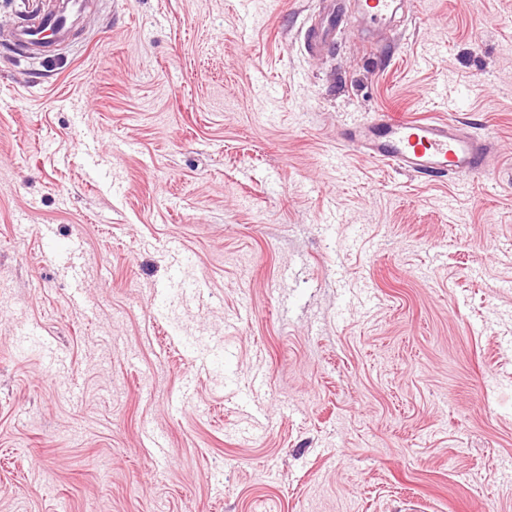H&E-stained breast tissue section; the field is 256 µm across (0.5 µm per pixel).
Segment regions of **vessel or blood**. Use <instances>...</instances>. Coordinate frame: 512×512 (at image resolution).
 Masks as SVG:
<instances>
[{
  "instance_id": "b4317fda",
  "label": "vessel or blood",
  "mask_w": 512,
  "mask_h": 512,
  "mask_svg": "<svg viewBox=\"0 0 512 512\" xmlns=\"http://www.w3.org/2000/svg\"><path fill=\"white\" fill-rule=\"evenodd\" d=\"M324 8L304 37L306 50H322L335 31L347 24L343 0H323ZM372 43H379L394 26L398 7L395 0H357ZM85 9V0H65L55 12L41 15L32 23L13 27L12 46L41 53L44 48L66 42L75 17ZM344 144L371 160L394 165L417 177L471 176L482 173L490 150L489 139L465 132L453 119H415L393 112H378L366 121L345 129Z\"/></svg>"
}]
</instances>
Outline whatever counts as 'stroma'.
Returning <instances> with one entry per match:
<instances>
[{"mask_svg": "<svg viewBox=\"0 0 512 512\" xmlns=\"http://www.w3.org/2000/svg\"><path fill=\"white\" fill-rule=\"evenodd\" d=\"M318 3L0 46V512H512V0L312 56ZM390 111L484 172L337 149Z\"/></svg>", "mask_w": 512, "mask_h": 512, "instance_id": "obj_1", "label": "stroma"}]
</instances>
